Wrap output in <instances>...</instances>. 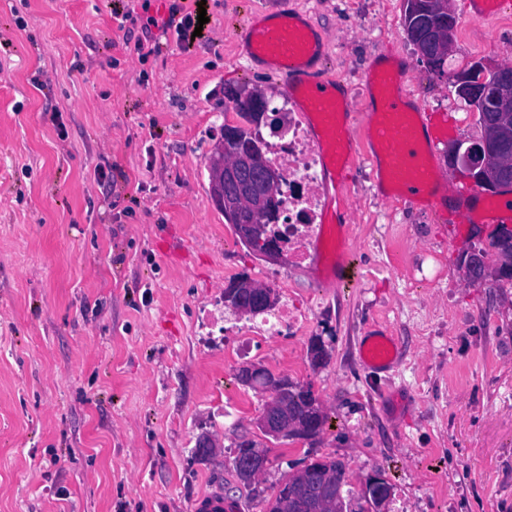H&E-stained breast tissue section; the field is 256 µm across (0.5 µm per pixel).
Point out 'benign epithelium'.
I'll list each match as a JSON object with an SVG mask.
<instances>
[{
	"mask_svg": "<svg viewBox=\"0 0 512 512\" xmlns=\"http://www.w3.org/2000/svg\"><path fill=\"white\" fill-rule=\"evenodd\" d=\"M410 14L422 15L426 23L413 29L411 38L435 47L436 54H452L456 45L457 26L455 14L447 0H406ZM469 69L481 74L474 80L461 74L455 80L457 95L467 102H479L489 107L488 120L482 137L475 143L461 148H451L450 160L454 166L475 185L489 192L498 191L504 184L512 183V66L487 60H475ZM250 111L245 121L265 124L278 131L285 123L283 113L269 112V105L259 93L251 94ZM255 149L244 145L238 138L236 126L224 128L214 148L210 162V197L213 205L224 212L231 223L240 224L242 239H252L251 229L267 230L266 215L272 208L281 173L273 166H259L254 160ZM471 281L478 283L485 278V261L477 252L465 260ZM225 298L235 302L238 315H256L274 306L277 293L260 284L242 279L227 289ZM285 405L276 404L265 410L256 425L264 434L281 437L288 432L281 418ZM244 452L235 460L236 468L248 479L255 480L265 470V454L252 446V440H242ZM375 512H382L391 495L388 480L378 474L366 484Z\"/></svg>",
	"mask_w": 512,
	"mask_h": 512,
	"instance_id": "7a95c632",
	"label": "benign epithelium"
}]
</instances>
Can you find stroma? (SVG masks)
Returning a JSON list of instances; mask_svg holds the SVG:
<instances>
[{
    "label": "stroma",
    "mask_w": 512,
    "mask_h": 512,
    "mask_svg": "<svg viewBox=\"0 0 512 512\" xmlns=\"http://www.w3.org/2000/svg\"><path fill=\"white\" fill-rule=\"evenodd\" d=\"M112 3L0 0V512H195L215 487L227 512H267L281 477L316 459L347 463L355 490L383 473L387 512H512V285H495L494 225L453 238L451 207L385 194L356 154L340 233L357 276L322 288L314 269L292 271L278 297L311 327L255 337L244 356L230 340L253 319L225 308V286L288 266L241 243L209 195L227 91L273 107L285 91L263 64L235 65L246 14L310 15L329 76L358 95L356 128L372 110L367 73L390 50L412 102L472 143L477 111L420 61L403 0H206L210 38L188 50L159 27L168 0H125L124 23ZM475 34L452 68L506 63L512 0ZM140 42L160 50L139 58ZM479 248L482 288L464 267ZM378 327L402 351L383 372L358 354ZM244 365L311 384L328 414L319 438L264 435L268 394L235 381ZM246 438L267 450L254 488L233 469Z\"/></svg>",
    "instance_id": "1"
}]
</instances>
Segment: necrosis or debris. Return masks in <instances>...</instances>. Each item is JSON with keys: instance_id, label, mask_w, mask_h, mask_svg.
Instances as JSON below:
<instances>
[{"instance_id": "necrosis-or-debris-1", "label": "necrosis or debris", "mask_w": 512, "mask_h": 512, "mask_svg": "<svg viewBox=\"0 0 512 512\" xmlns=\"http://www.w3.org/2000/svg\"><path fill=\"white\" fill-rule=\"evenodd\" d=\"M287 113L284 130L268 141L265 149L270 164L282 174L276 227L288 250L289 268L309 267L316 253L326 259L336 257V230L321 222L324 206L322 179L325 158L314 142L313 121L292 96H284L277 106ZM308 324L302 309L293 303L282 304L261 325L249 328L252 336L299 335Z\"/></svg>"}]
</instances>
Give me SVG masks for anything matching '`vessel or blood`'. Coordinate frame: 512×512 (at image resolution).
Segmentation results:
<instances>
[{"label": "vessel or blood", "mask_w": 512, "mask_h": 512, "mask_svg": "<svg viewBox=\"0 0 512 512\" xmlns=\"http://www.w3.org/2000/svg\"><path fill=\"white\" fill-rule=\"evenodd\" d=\"M500 0H467L471 20L482 22L493 19L499 11ZM242 35L253 55L270 65L273 73L288 82L289 95L304 102L312 112L320 133L316 144L326 154L324 178L325 204L322 221L326 224L345 220L343 197L347 183V170L354 159V131L347 121L349 104L341 95L335 80L321 72L327 57L325 41L310 26L300 12L284 13L263 18L247 15ZM406 69L400 62L369 71L367 79L381 91L377 117L365 129L369 143L381 146L385 161L377 165V181H389L401 189V197L411 203L439 205L443 195L450 194L466 201L459 210L461 224L474 220L476 210L486 201L477 187L449 189L428 162L418 160L420 145H435L447 135V126L435 113L421 106H410L402 85ZM355 269L346 243H339L336 263L323 277L329 286L351 279ZM359 357L372 370L389 368L397 346L391 337L374 333L364 337L358 345Z\"/></svg>", "instance_id": "vessel-or-blood-1"}]
</instances>
